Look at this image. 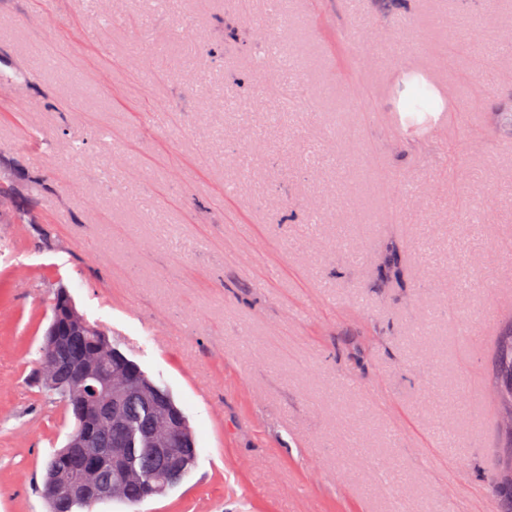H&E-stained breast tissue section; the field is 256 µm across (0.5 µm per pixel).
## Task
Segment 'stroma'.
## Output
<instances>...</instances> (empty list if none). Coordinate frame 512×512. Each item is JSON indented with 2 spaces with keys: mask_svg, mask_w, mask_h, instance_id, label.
I'll return each mask as SVG.
<instances>
[{
  "mask_svg": "<svg viewBox=\"0 0 512 512\" xmlns=\"http://www.w3.org/2000/svg\"><path fill=\"white\" fill-rule=\"evenodd\" d=\"M512 0H0V512H49L75 420L33 382L49 303L171 391L195 468L92 512H501ZM461 86L428 128L417 79ZM394 245L406 285L383 284ZM36 192L37 188L33 185H24L23 189L21 188L15 195L3 190L0 192L1 211L8 210L11 207L14 196L12 213L7 216L10 220L9 223L5 224H28V215L30 214L29 202L36 195ZM492 376L498 389L496 398L500 413L504 407L512 408V322L496 336L492 351ZM75 467V459L68 455L65 447L59 449L57 453L51 458L46 467L44 482H46L52 472L57 475L58 482L61 485L67 484L68 476L72 475V470Z\"/></svg>",
  "mask_w": 512,
  "mask_h": 512,
  "instance_id": "35a3bbf8",
  "label": "stroma"
}]
</instances>
